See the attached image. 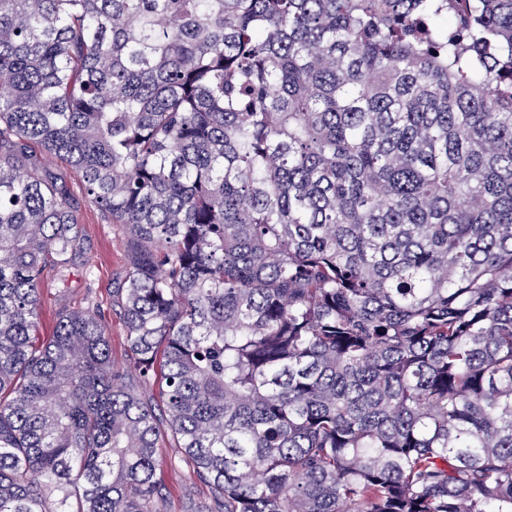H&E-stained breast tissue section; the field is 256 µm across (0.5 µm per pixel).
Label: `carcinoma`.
Segmentation results:
<instances>
[{"label": "carcinoma", "mask_w": 512, "mask_h": 512, "mask_svg": "<svg viewBox=\"0 0 512 512\" xmlns=\"http://www.w3.org/2000/svg\"><path fill=\"white\" fill-rule=\"evenodd\" d=\"M0 0V512H512V0ZM42 155L32 153V146ZM130 247L39 334L80 231ZM52 168L66 179L81 237L77 258L71 266L62 270L47 264L44 269L40 335L44 339L52 335L58 312L63 305L71 309L98 306L109 324L112 358L122 363L127 358V346L119 312L112 309V288L120 281L126 268V242L107 215L88 201L76 174L60 160H55ZM87 269L91 271L90 275L85 274ZM61 279H65L68 284L65 293H61V288H58ZM162 479L165 485V512H182L190 507V501H197L206 496V489L199 484L192 483V469L185 462L176 467L164 468ZM192 496L189 500L188 490Z\"/></svg>", "instance_id": "1"}]
</instances>
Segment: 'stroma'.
<instances>
[{"label":"stroma","instance_id":"stroma-1","mask_svg":"<svg viewBox=\"0 0 512 512\" xmlns=\"http://www.w3.org/2000/svg\"><path fill=\"white\" fill-rule=\"evenodd\" d=\"M52 168L66 179L80 225L78 255L71 266H46L43 272L40 318L42 337L51 336L61 307L74 309L95 306L105 314L109 325L112 357L124 362L127 346L123 322L112 307V290L120 281L127 263V247L115 224L91 204L79 178L61 161ZM165 512H187L191 500L203 498L206 490L192 481L186 463L165 468Z\"/></svg>","mask_w":512,"mask_h":512}]
</instances>
